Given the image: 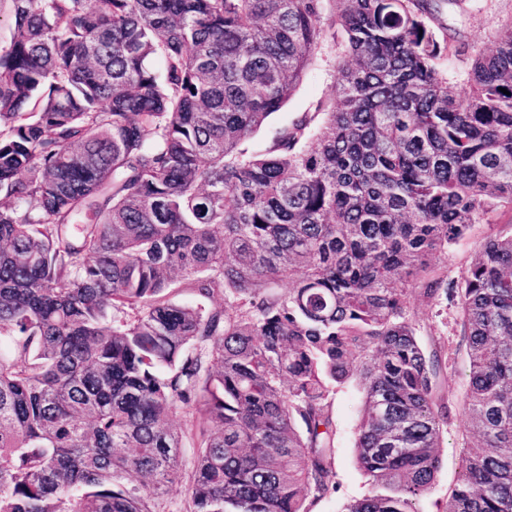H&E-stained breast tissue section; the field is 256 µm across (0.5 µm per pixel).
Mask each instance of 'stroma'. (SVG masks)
<instances>
[{
  "instance_id": "1",
  "label": "stroma",
  "mask_w": 512,
  "mask_h": 512,
  "mask_svg": "<svg viewBox=\"0 0 512 512\" xmlns=\"http://www.w3.org/2000/svg\"><path fill=\"white\" fill-rule=\"evenodd\" d=\"M511 18L512 0H457L456 4L443 9L440 22L453 36L456 47L455 53L443 61L451 87L459 92L464 90V78L472 55L477 50L492 47L499 25ZM344 53L343 37H325L318 49L316 65L287 104L271 115L266 125L246 141V148L264 149L277 130L304 114L314 112L319 101L328 99L332 93V67ZM511 226L512 210L507 208L492 214L489 221L474 225L464 238L448 250L449 278L459 279L486 238ZM411 316L423 347L430 350L441 344L448 352V363L440 372L436 387L438 393L447 399L452 418L441 450L438 482L431 494L419 504L421 512H438L460 474L464 443V395L467 388L466 353L457 347L455 308H433L415 295L411 298ZM362 400L363 392L355 379L346 383L333 399L336 457L330 478L337 483L338 491L330 497L308 499L309 512H342L346 502L360 497L368 489L367 480L357 466L354 448V431L361 415Z\"/></svg>"
}]
</instances>
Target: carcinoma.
Instances as JSON below:
<instances>
[{"instance_id":"cac0c4a2","label":"carcinoma","mask_w":512,"mask_h":512,"mask_svg":"<svg viewBox=\"0 0 512 512\" xmlns=\"http://www.w3.org/2000/svg\"><path fill=\"white\" fill-rule=\"evenodd\" d=\"M447 2L9 0L0 512H171L185 446L179 512H309L355 375L343 512H419L451 411L415 293L468 359L443 512H512V231L440 262L512 209V21L454 95ZM336 27L332 98L247 151ZM488 222L475 224L464 238L448 248V279H459L482 248L486 238L512 225V211L502 208L492 214ZM363 392L357 379H351L334 396L332 414L336 424V457L330 479L338 485V492L330 497L308 498L310 512H342L351 499L358 498L369 488L367 479L358 469L354 431L362 409Z\"/></svg>"}]
</instances>
